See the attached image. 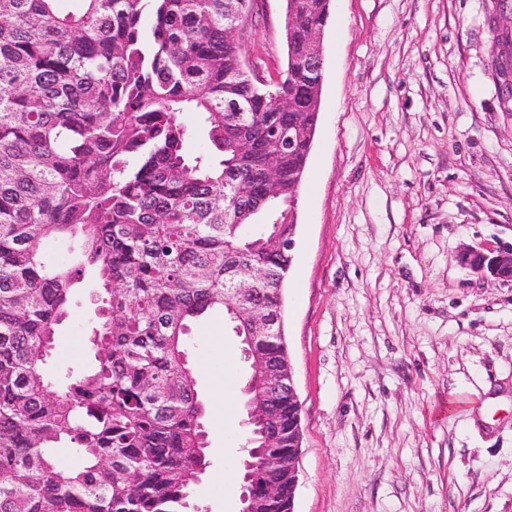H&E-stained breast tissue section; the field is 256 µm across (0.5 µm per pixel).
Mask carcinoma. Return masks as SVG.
I'll return each mask as SVG.
<instances>
[{
    "label": "carcinoma",
    "instance_id": "carcinoma-1",
    "mask_svg": "<svg viewBox=\"0 0 512 512\" xmlns=\"http://www.w3.org/2000/svg\"><path fill=\"white\" fill-rule=\"evenodd\" d=\"M0 0V512H186L206 461L205 409L182 337L252 266L254 357L286 372L283 290L296 242L294 175L311 146L288 124L290 69L255 84L228 10L255 0ZM326 27L331 0H299ZM198 115L199 127L179 120ZM203 134L206 153L187 143ZM275 155L274 195L266 161ZM278 233V245L253 244ZM83 237L82 264L45 245ZM92 267L101 299L92 368L52 388L44 371L70 290ZM270 426L288 459V396ZM66 442L78 462L58 467ZM262 512H288V469L251 470ZM278 498L267 502L264 486Z\"/></svg>",
    "mask_w": 512,
    "mask_h": 512
}]
</instances>
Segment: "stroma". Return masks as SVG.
<instances>
[{
  "label": "stroma",
  "mask_w": 512,
  "mask_h": 512,
  "mask_svg": "<svg viewBox=\"0 0 512 512\" xmlns=\"http://www.w3.org/2000/svg\"><path fill=\"white\" fill-rule=\"evenodd\" d=\"M496 0H333L299 189L285 336L303 429L295 512H512V281L461 251L512 247V112L491 52ZM246 44L285 68L284 0ZM101 288L73 287L44 365L89 368ZM184 342L205 405L201 512H239L248 365L221 310Z\"/></svg>",
  "instance_id": "obj_1"
}]
</instances>
